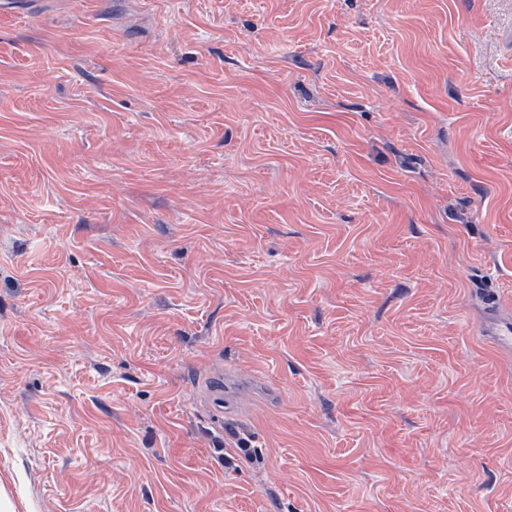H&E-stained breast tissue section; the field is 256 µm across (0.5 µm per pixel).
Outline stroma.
Returning <instances> with one entry per match:
<instances>
[{
	"label": "stroma",
	"instance_id": "35a3bbf8",
	"mask_svg": "<svg viewBox=\"0 0 512 512\" xmlns=\"http://www.w3.org/2000/svg\"><path fill=\"white\" fill-rule=\"evenodd\" d=\"M491 311L512 0H0L13 512H512ZM206 406L209 415L217 422H224V417L230 415L234 411V404L224 399V389H210L207 398Z\"/></svg>",
	"mask_w": 512,
	"mask_h": 512
}]
</instances>
